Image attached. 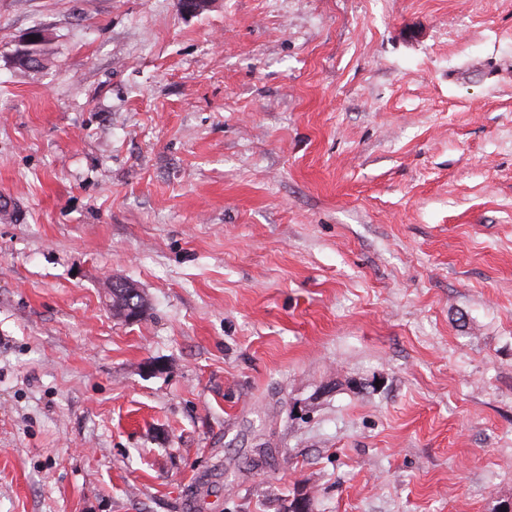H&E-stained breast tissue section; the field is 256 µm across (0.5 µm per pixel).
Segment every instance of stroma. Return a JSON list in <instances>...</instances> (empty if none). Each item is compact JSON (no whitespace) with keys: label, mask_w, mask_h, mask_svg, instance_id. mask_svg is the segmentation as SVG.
Returning <instances> with one entry per match:
<instances>
[{"label":"stroma","mask_w":512,"mask_h":512,"mask_svg":"<svg viewBox=\"0 0 512 512\" xmlns=\"http://www.w3.org/2000/svg\"><path fill=\"white\" fill-rule=\"evenodd\" d=\"M0 198V512L512 498V0H0ZM113 286L115 288H113ZM130 288H122L123 284L120 281H116L114 283H110L106 288V298L107 305L112 309V295L117 297L122 301V304L127 310L131 311L133 309L139 308L141 310V314H143L144 301L139 293L131 294L130 289H136L132 285H129Z\"/></svg>","instance_id":"stroma-1"}]
</instances>
